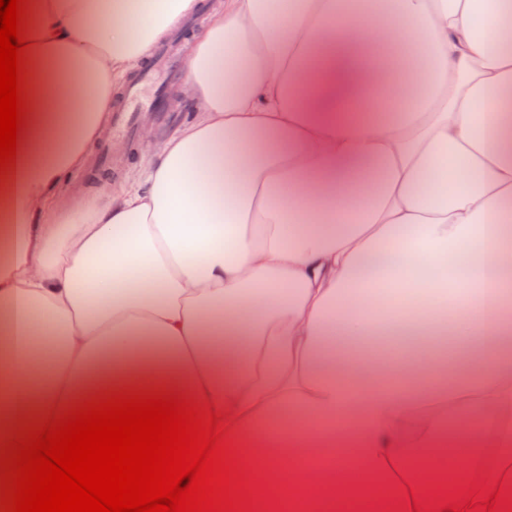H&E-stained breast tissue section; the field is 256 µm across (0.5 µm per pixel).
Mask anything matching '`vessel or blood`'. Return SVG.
Listing matches in <instances>:
<instances>
[{"instance_id":"vessel-or-blood-1","label":"vessel or blood","mask_w":512,"mask_h":512,"mask_svg":"<svg viewBox=\"0 0 512 512\" xmlns=\"http://www.w3.org/2000/svg\"><path fill=\"white\" fill-rule=\"evenodd\" d=\"M179 71L177 58L168 50H158L149 65L130 80L123 99L115 110L112 136L128 135L141 113L160 111L163 101L158 91L162 84L173 79Z\"/></svg>"}]
</instances>
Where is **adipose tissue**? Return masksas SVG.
<instances>
[{
    "label": "adipose tissue",
    "instance_id": "obj_1",
    "mask_svg": "<svg viewBox=\"0 0 512 512\" xmlns=\"http://www.w3.org/2000/svg\"><path fill=\"white\" fill-rule=\"evenodd\" d=\"M28 8L0 439L163 388L211 405L286 512H383L478 461L512 486V0H224L192 116L76 207L113 89L198 0Z\"/></svg>",
    "mask_w": 512,
    "mask_h": 512
}]
</instances>
